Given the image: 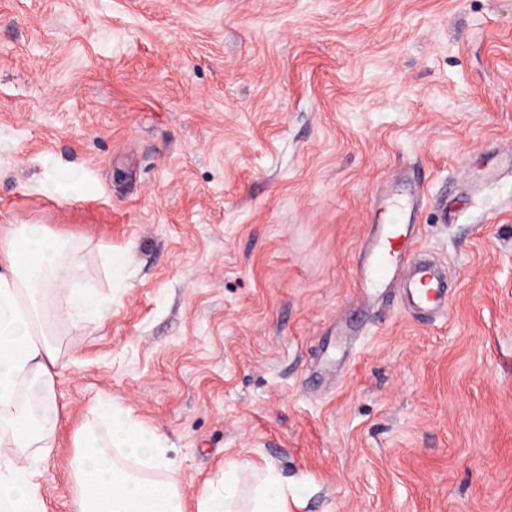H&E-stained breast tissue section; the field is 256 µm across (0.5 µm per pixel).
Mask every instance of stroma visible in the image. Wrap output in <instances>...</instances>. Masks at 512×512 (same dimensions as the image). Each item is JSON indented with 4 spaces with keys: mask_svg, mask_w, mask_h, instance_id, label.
Masks as SVG:
<instances>
[{
    "mask_svg": "<svg viewBox=\"0 0 512 512\" xmlns=\"http://www.w3.org/2000/svg\"><path fill=\"white\" fill-rule=\"evenodd\" d=\"M0 141V229L87 241L112 295L62 338L46 512L104 396L167 438L187 512L241 461L294 512H512V172L483 181L512 0H0ZM399 171L454 282L435 320L359 298Z\"/></svg>",
    "mask_w": 512,
    "mask_h": 512,
    "instance_id": "obj_1",
    "label": "stroma"
}]
</instances>
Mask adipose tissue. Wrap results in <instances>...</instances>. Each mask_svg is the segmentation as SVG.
I'll return each mask as SVG.
<instances>
[{
    "mask_svg": "<svg viewBox=\"0 0 512 512\" xmlns=\"http://www.w3.org/2000/svg\"><path fill=\"white\" fill-rule=\"evenodd\" d=\"M83 247L32 224L0 232V512H43L39 477L60 412L53 370L61 326L104 321L112 296L83 286ZM77 431L74 512H185L166 438L106 403ZM302 500L276 468L239 464L197 512H292Z\"/></svg>",
    "mask_w": 512,
    "mask_h": 512,
    "instance_id": "adipose-tissue-1",
    "label": "adipose tissue"
}]
</instances>
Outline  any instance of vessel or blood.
Segmentation results:
<instances>
[{
    "label": "vessel or blood",
    "instance_id": "1",
    "mask_svg": "<svg viewBox=\"0 0 512 512\" xmlns=\"http://www.w3.org/2000/svg\"><path fill=\"white\" fill-rule=\"evenodd\" d=\"M422 194L421 182L414 181L404 197L389 198L388 208L399 211L400 217L394 223L376 225L356 279L360 293L367 298L382 288L401 289L405 308L429 319L448 311V272L439 262L413 258L418 227L411 224L409 215L416 211Z\"/></svg>",
    "mask_w": 512,
    "mask_h": 512
}]
</instances>
